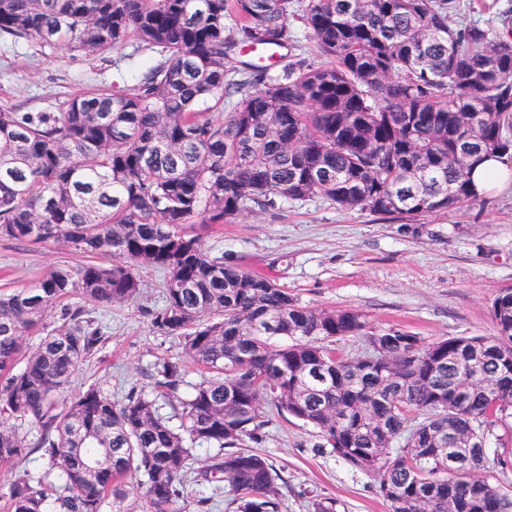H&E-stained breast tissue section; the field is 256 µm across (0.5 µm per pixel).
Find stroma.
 Returning <instances> with one entry per match:
<instances>
[{"label":"stroma","mask_w":512,"mask_h":512,"mask_svg":"<svg viewBox=\"0 0 512 512\" xmlns=\"http://www.w3.org/2000/svg\"><path fill=\"white\" fill-rule=\"evenodd\" d=\"M148 58L133 40L114 52L85 55L1 38L0 109L61 112L76 93L133 88ZM414 222L420 235L403 231L399 220L311 197L255 207L192 231L211 256L272 278L309 307L354 309L373 326L429 342L494 335L492 302L512 289V183L459 211L426 212ZM88 260L64 245L0 237V290L28 285L52 266ZM141 283L135 302L86 305L85 318L103 325L104 337L77 369L70 392L96 384L118 403L132 387L147 385L155 358L182 356L181 340L160 335L149 316L163 304L161 274L142 269ZM266 432L261 451L288 482L281 512H308L313 492L337 499L345 512H388L374 478L316 451V435L301 422L277 414Z\"/></svg>","instance_id":"obj_1"}]
</instances>
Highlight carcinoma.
I'll list each match as a JSON object with an SVG mask.
<instances>
[{"mask_svg":"<svg viewBox=\"0 0 512 512\" xmlns=\"http://www.w3.org/2000/svg\"><path fill=\"white\" fill-rule=\"evenodd\" d=\"M461 2L0 0V37L84 54L135 39L155 53L129 90L81 92L58 113L0 109V235L117 258L0 293V419L30 427L0 424V465L43 462L11 484L9 512H103L133 474L153 512H171L191 473L230 487L229 512H280L286 481L244 448L266 442L271 408L373 475L389 512H512V490L493 482L512 470V289L492 302L495 335L426 342L304 305L187 231L311 196L401 219L478 198L469 171L512 162V18L498 13L504 32L454 27ZM292 18L327 62L292 53ZM262 46L287 50L276 73L230 65ZM148 267L166 274L154 328L209 376L191 383L163 357L151 389L119 404L96 385L59 401L103 329L77 304L49 325L52 310L133 302ZM349 338L363 354L337 349ZM201 447L217 452L195 469ZM309 505L342 508L319 494Z\"/></svg>","mask_w":512,"mask_h":512,"instance_id":"carcinoma-1","label":"carcinoma"}]
</instances>
